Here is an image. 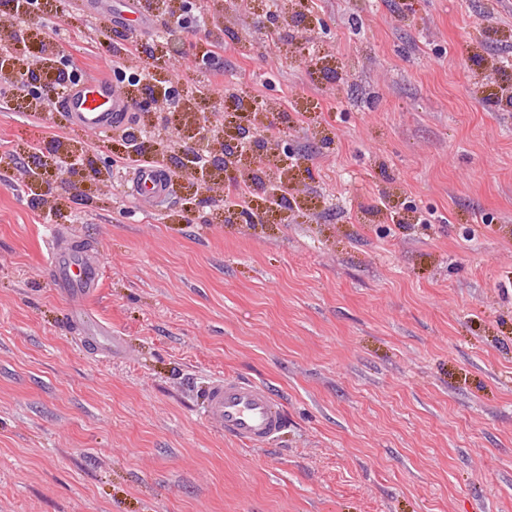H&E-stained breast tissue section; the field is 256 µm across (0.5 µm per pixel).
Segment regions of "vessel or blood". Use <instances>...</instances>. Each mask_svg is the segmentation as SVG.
I'll return each mask as SVG.
<instances>
[{"mask_svg":"<svg viewBox=\"0 0 512 512\" xmlns=\"http://www.w3.org/2000/svg\"><path fill=\"white\" fill-rule=\"evenodd\" d=\"M83 130L103 135L123 125L133 102L125 88L114 86L103 75L84 76L70 85L59 103ZM166 178L161 169L140 166L131 177V192L144 204L154 206L164 197ZM43 249L47 265L65 297L83 305L99 286L102 263L77 249L62 248L54 233H46ZM95 344L114 351L110 331L92 316H77ZM201 406L206 420L231 438L249 448H262L279 436L288 425V416L271 390L261 384L234 376L211 379L202 394Z\"/></svg>","mask_w":512,"mask_h":512,"instance_id":"b4317fda","label":"vessel or blood"}]
</instances>
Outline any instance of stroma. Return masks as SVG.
I'll use <instances>...</instances> for the list:
<instances>
[{"label": "stroma", "instance_id": "obj_1", "mask_svg": "<svg viewBox=\"0 0 512 512\" xmlns=\"http://www.w3.org/2000/svg\"><path fill=\"white\" fill-rule=\"evenodd\" d=\"M198 2L209 29H173L182 57L156 17L132 62H163L230 136L195 63L225 37L224 85L281 114L302 157L242 166L287 181L288 211L225 220L217 167L199 195L179 173L189 113L127 115L144 147L171 140L150 210L119 133L72 126L47 87L0 108V512H512V0H288L274 45L264 0ZM43 3L30 47L59 26L108 73L85 47L121 46L112 0ZM51 228L101 257L91 305L118 354L72 319ZM225 374L285 405L268 446L196 409Z\"/></svg>", "mask_w": 512, "mask_h": 512}]
</instances>
